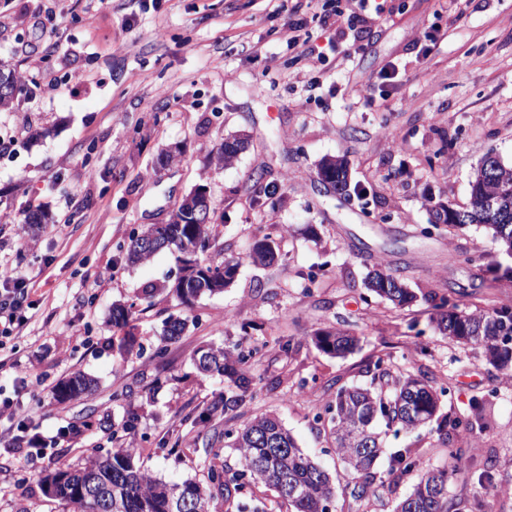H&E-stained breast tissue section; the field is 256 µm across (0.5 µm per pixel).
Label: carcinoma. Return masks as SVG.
<instances>
[{
	"label": "carcinoma",
	"mask_w": 512,
	"mask_h": 512,
	"mask_svg": "<svg viewBox=\"0 0 512 512\" xmlns=\"http://www.w3.org/2000/svg\"><path fill=\"white\" fill-rule=\"evenodd\" d=\"M0 109L9 108L19 86V77L13 70L0 68ZM244 140L234 137L224 141L217 163L227 165L237 159ZM318 174L342 192L348 187V166L343 159H326ZM198 205L192 191L177 207L172 223L165 225L167 248L176 252L179 280L188 293L175 289L181 303L189 306L204 295H212L230 285L242 258L215 262L201 254L215 246L213 234L216 209L207 224L194 220ZM435 223L450 229L465 224H482L493 231V239L512 256V165L500 159H481L471 185V204L466 210H436ZM148 224L129 238L127 260L144 263L153 257L141 241L153 231ZM276 245L267 238L255 242L247 254L254 264L269 265L275 260ZM365 287L376 295L401 308L413 301L415 295L404 280L392 273L377 270L365 282ZM187 328V319L172 317L165 322L163 335L175 340ZM438 330L458 342L472 344L482 350L485 359L501 370L512 369V308H474L472 311L454 309L441 313ZM313 342L322 352L342 357L356 346L349 333L319 331ZM258 349H227L210 346L197 351L196 369L204 374L224 376L233 389L219 395L207 407L205 417L235 418L236 410L246 399H254L249 370ZM370 376L368 387H341L335 399L316 414L327 418L334 438L336 455L343 467L347 483L353 485L357 497L367 495L377 480L375 464L389 456V472L399 476L420 472L419 481L407 496L399 500L393 512H448V481L455 471V461L461 449L448 452V465L423 469L418 456L410 448L387 451L378 424L397 435L413 431L431 422L443 443L464 439L476 423L485 419L486 407L479 400L472 402V416L449 418L439 414L438 394L447 389H436L425 373L392 370L379 357L365 365ZM94 379L82 372L61 381L55 391L56 400L64 403L91 390ZM224 437L238 450L242 469L227 474L224 467L210 463L207 468V486L186 480L164 482L135 466L133 449L122 446L104 455L94 456L77 466H62L43 478L51 496L72 507L71 512H212L211 503L219 496L240 495L247 487L265 486L273 490L287 505L288 512H331L335 486L328 470L312 460L297 446L281 421L269 414L255 416L237 429H227ZM300 493H291L293 487Z\"/></svg>",
	"instance_id": "carcinoma-1"
}]
</instances>
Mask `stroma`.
<instances>
[{"label":"stroma","mask_w":512,"mask_h":512,"mask_svg":"<svg viewBox=\"0 0 512 512\" xmlns=\"http://www.w3.org/2000/svg\"><path fill=\"white\" fill-rule=\"evenodd\" d=\"M291 0H0V62L25 74L13 109L0 112V259L30 279L29 322L0 344V401L13 400L44 448L0 442V512H67L41 481L112 449V424L139 416L123 436L134 462L164 481L204 482L207 465L240 469L222 438L230 425L279 416L299 448L329 470L341 466L316 414L339 387L364 383L377 357L424 370L446 390L440 411L467 416L473 400L487 425L463 440L448 482L456 512H512V378L479 349L443 336L440 299L467 309L512 306V267L484 226L431 228L433 211L471 203L486 154L512 162V0H386L381 17L354 21L346 38L310 22L314 61L288 49L281 30ZM395 64L392 80L381 70ZM368 98H360L363 85ZM247 135L233 164L215 157L225 138ZM177 152L163 165L157 158ZM326 158L347 160L351 192L316 178ZM262 182H255V174ZM205 186L220 218L225 255L242 257L233 284L181 305L169 251L132 265L125 245L182 198ZM42 209L48 223L27 224ZM315 225L318 239L305 229ZM267 237L277 261L245 260ZM397 271L417 295L404 310L367 292L375 269ZM158 285L153 297L143 288ZM132 307L143 352H122L113 305ZM172 316L189 329L172 342ZM339 328L359 341L346 357L318 350L316 331ZM294 350L283 354L280 341ZM258 348L250 373L259 395L234 421L203 420L224 390L193 358L208 345ZM167 348L156 359L158 345ZM92 375L90 396L63 404L56 383ZM110 426H100L103 414ZM180 436L178 453L156 450ZM423 467L443 464L434 426L387 435ZM491 460V473L480 463ZM380 485L357 502L337 482L332 512H391L416 475L377 464Z\"/></svg>","instance_id":"35a3bbf8"}]
</instances>
